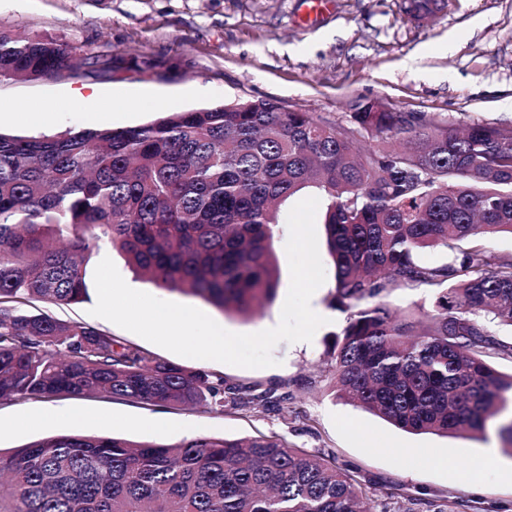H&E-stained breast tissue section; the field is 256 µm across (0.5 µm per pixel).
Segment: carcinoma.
Masks as SVG:
<instances>
[{
	"mask_svg": "<svg viewBox=\"0 0 512 512\" xmlns=\"http://www.w3.org/2000/svg\"><path fill=\"white\" fill-rule=\"evenodd\" d=\"M440 0H404L419 20ZM62 38L0 29V81L75 67ZM322 201L333 299L346 324L331 352L338 391L411 433L484 436L512 455V374L484 359L512 344V123L453 128L437 115L358 99L345 119L240 100L147 124L0 134V401L102 393L203 412L281 410L276 389L188 371L107 331L34 303L88 297L91 244L226 315L249 316L280 286L282 204ZM466 247H460V244ZM452 259L419 260L424 249ZM434 294L401 317L396 288ZM348 470L277 435L197 436L176 445L49 435L0 451V512H366Z\"/></svg>",
	"mask_w": 512,
	"mask_h": 512,
	"instance_id": "carcinoma-1",
	"label": "carcinoma"
}]
</instances>
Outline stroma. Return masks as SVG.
<instances>
[{"label":"stroma","mask_w":512,"mask_h":512,"mask_svg":"<svg viewBox=\"0 0 512 512\" xmlns=\"http://www.w3.org/2000/svg\"><path fill=\"white\" fill-rule=\"evenodd\" d=\"M0 28L61 37L80 54L149 56L174 63L156 74L124 69L96 75L0 83V132L51 135L67 129L128 127L164 112L201 109L239 99H270L329 120L360 98L399 112H425L460 122L512 121V0H445L436 17L409 18L403 0H332L326 15L302 19V0H0ZM111 99L96 113L89 94ZM50 106L47 122L18 125L9 113ZM281 228L276 254L281 284L272 303L245 319L137 277L109 244L99 243L90 266L110 257L126 283L159 299L194 306L224 329L254 333L280 321L290 274ZM324 284L311 307L325 317L312 341L278 343V364L262 369L181 357L91 315L94 300L52 307L53 315L112 333L189 370L227 383L275 384L283 410L224 413L166 408L99 394L0 402V450L50 433L120 435L133 442L175 445L207 435L245 438L276 434L313 455H333L353 471L374 508L404 512L409 498H429L423 512H512V457L484 462L487 439L410 433L334 390L328 361L347 313L332 305L335 269L321 252ZM478 485H471V474Z\"/></svg>","instance_id":"35a3bbf8"}]
</instances>
